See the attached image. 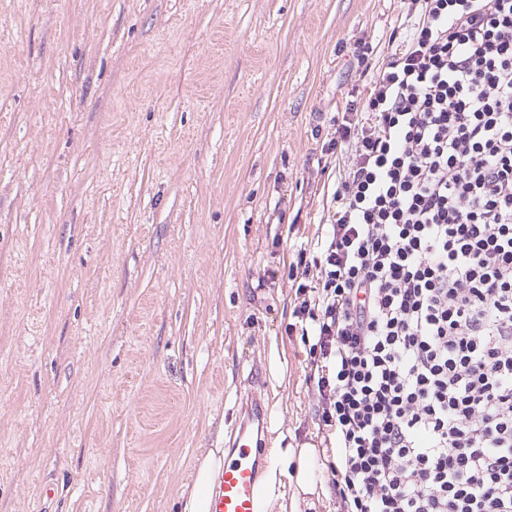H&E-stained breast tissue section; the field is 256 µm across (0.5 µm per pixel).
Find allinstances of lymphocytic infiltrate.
Returning a JSON list of instances; mask_svg holds the SVG:
<instances>
[{"mask_svg": "<svg viewBox=\"0 0 512 512\" xmlns=\"http://www.w3.org/2000/svg\"><path fill=\"white\" fill-rule=\"evenodd\" d=\"M287 273L335 512H512V0H423Z\"/></svg>", "mask_w": 512, "mask_h": 512, "instance_id": "f902f5d3", "label": "lymphocytic infiltrate"}]
</instances>
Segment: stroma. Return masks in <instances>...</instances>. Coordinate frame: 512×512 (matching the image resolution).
<instances>
[{"instance_id":"obj_1","label":"stroma","mask_w":512,"mask_h":512,"mask_svg":"<svg viewBox=\"0 0 512 512\" xmlns=\"http://www.w3.org/2000/svg\"><path fill=\"white\" fill-rule=\"evenodd\" d=\"M416 0H0V512H176L250 391L317 432L295 292L329 121Z\"/></svg>"}]
</instances>
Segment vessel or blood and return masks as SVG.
I'll use <instances>...</instances> for the list:
<instances>
[{
	"mask_svg": "<svg viewBox=\"0 0 512 512\" xmlns=\"http://www.w3.org/2000/svg\"><path fill=\"white\" fill-rule=\"evenodd\" d=\"M270 415L268 406L259 398H251L231 436L224 472L211 494L210 512H257L262 435Z\"/></svg>",
	"mask_w": 512,
	"mask_h": 512,
	"instance_id": "1",
	"label": "vessel or blood"
}]
</instances>
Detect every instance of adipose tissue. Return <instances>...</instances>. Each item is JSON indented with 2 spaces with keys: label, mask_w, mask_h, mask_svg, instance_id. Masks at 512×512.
<instances>
[{
  "label": "adipose tissue",
  "mask_w": 512,
  "mask_h": 512,
  "mask_svg": "<svg viewBox=\"0 0 512 512\" xmlns=\"http://www.w3.org/2000/svg\"><path fill=\"white\" fill-rule=\"evenodd\" d=\"M317 452L312 448H281L257 484L260 512H265L273 499L286 493L287 485H295L298 492L311 495L323 488L324 481L316 463ZM194 481L179 495L180 512H209L210 495L218 475L224 471V451L211 448L196 457Z\"/></svg>",
  "instance_id": "ef3b65f1"
}]
</instances>
